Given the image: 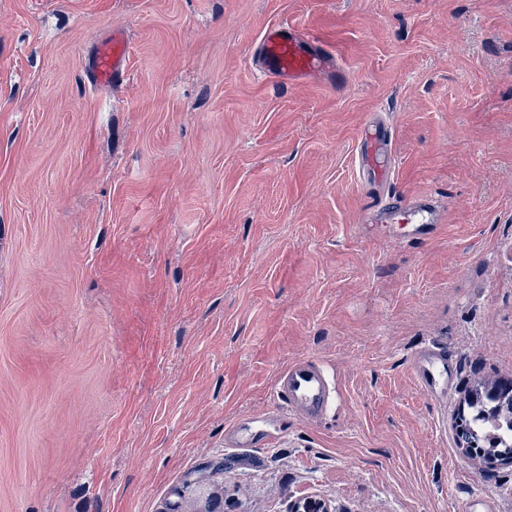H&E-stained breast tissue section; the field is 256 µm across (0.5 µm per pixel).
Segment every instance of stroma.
I'll return each mask as SVG.
<instances>
[{"instance_id":"1","label":"stroma","mask_w":512,"mask_h":512,"mask_svg":"<svg viewBox=\"0 0 512 512\" xmlns=\"http://www.w3.org/2000/svg\"><path fill=\"white\" fill-rule=\"evenodd\" d=\"M282 22L344 88L257 75ZM115 30L130 74L100 89ZM391 195L443 216L375 222ZM304 357L333 391L314 420L272 393ZM510 377L512 0H0V512H512V463L458 438ZM272 411L273 447L225 444ZM129 40L121 32L97 43L88 63L90 82L99 88H110L128 77ZM360 136L367 148L359 166L360 179L369 185L386 182L390 168L381 159L390 153L392 134L379 124L371 123L361 130ZM441 364L444 368L443 360L439 350H429L420 354L414 361V376L419 389L429 395H434L436 369Z\"/></svg>"}]
</instances>
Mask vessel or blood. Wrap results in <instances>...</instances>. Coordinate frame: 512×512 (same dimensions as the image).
<instances>
[{
    "mask_svg": "<svg viewBox=\"0 0 512 512\" xmlns=\"http://www.w3.org/2000/svg\"><path fill=\"white\" fill-rule=\"evenodd\" d=\"M129 40L120 32L112 33L94 48L88 63L90 82L99 88L123 83L128 77ZM258 69L262 76L279 85H298L323 74H331L336 82H343L342 72H328L327 56L322 47L303 31L287 24L269 27L263 33L257 50ZM361 140L367 148L359 166L360 179L369 185L386 182L390 169L383 159L389 154L392 135L378 124L362 129ZM380 218L389 219L404 213L416 224H432L439 220L441 209L432 200H394L391 204L376 205ZM442 362L439 351L420 354L414 361V376L419 389L434 393V373ZM275 396L288 409L315 418L323 414L330 390L318 364L303 358L290 363L276 376L273 383ZM269 424L256 418H243L232 424L226 434L228 443L236 446H266L275 438Z\"/></svg>",
    "mask_w": 512,
    "mask_h": 512,
    "instance_id": "obj_1",
    "label": "vessel or blood"
}]
</instances>
